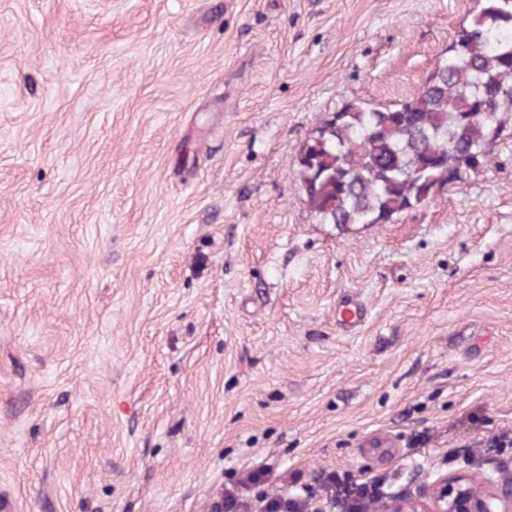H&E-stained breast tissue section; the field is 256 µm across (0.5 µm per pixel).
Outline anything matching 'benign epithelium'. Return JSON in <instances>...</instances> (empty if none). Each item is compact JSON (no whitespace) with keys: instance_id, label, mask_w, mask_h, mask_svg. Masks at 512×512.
Returning a JSON list of instances; mask_svg holds the SVG:
<instances>
[{"instance_id":"7a95c632","label":"benign epithelium","mask_w":512,"mask_h":512,"mask_svg":"<svg viewBox=\"0 0 512 512\" xmlns=\"http://www.w3.org/2000/svg\"><path fill=\"white\" fill-rule=\"evenodd\" d=\"M405 479L417 492H388L375 499L374 512H512V474H448L419 463Z\"/></svg>"}]
</instances>
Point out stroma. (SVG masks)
<instances>
[{"label":"stroma","instance_id":"1","mask_svg":"<svg viewBox=\"0 0 512 512\" xmlns=\"http://www.w3.org/2000/svg\"><path fill=\"white\" fill-rule=\"evenodd\" d=\"M482 6L0 0V512H208L259 464L271 497L492 470L512 117L492 167L389 224L321 223L295 175ZM357 478L348 472H322L316 479V486L303 487L305 501L309 502L318 491L326 493L327 500L336 511L349 512L358 502L370 499L381 486V478L377 475H364Z\"/></svg>","mask_w":512,"mask_h":512}]
</instances>
